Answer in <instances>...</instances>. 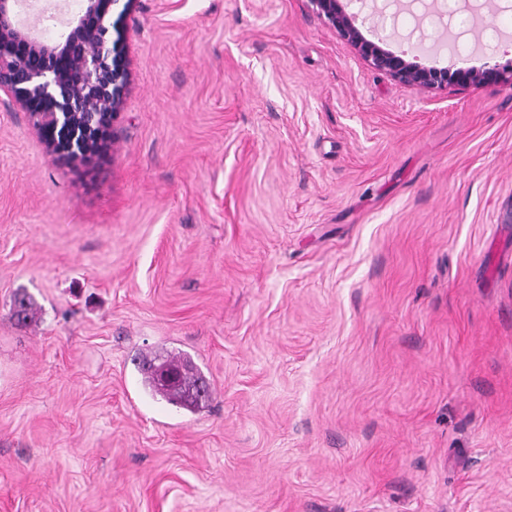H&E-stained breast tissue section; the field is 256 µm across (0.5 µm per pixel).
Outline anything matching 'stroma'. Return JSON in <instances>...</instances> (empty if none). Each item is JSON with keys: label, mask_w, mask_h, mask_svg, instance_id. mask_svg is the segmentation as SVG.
Segmentation results:
<instances>
[{"label": "stroma", "mask_w": 512, "mask_h": 512, "mask_svg": "<svg viewBox=\"0 0 512 512\" xmlns=\"http://www.w3.org/2000/svg\"><path fill=\"white\" fill-rule=\"evenodd\" d=\"M452 2L462 54L350 8L512 72V0ZM110 39L92 161L0 101V512H512V83L401 84L309 0H135ZM156 360V358L145 359L142 362L141 372L144 375L145 386H147L152 392L167 398L171 404H175L176 406L192 413L199 411L208 399V392L204 397L201 398L197 394H190V389L194 388L197 381L205 380L203 376L195 371L193 365L188 360H162L164 365H168L180 373L182 381V385L180 387H165L159 384V381L155 378V376L165 384H171L175 382L177 378L167 369V367L162 365H155L153 367L155 376L154 374L149 373L146 369L147 364Z\"/></svg>", "instance_id": "1"}]
</instances>
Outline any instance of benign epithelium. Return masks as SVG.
I'll return each mask as SVG.
<instances>
[{"instance_id":"benign-epithelium-1","label":"benign epithelium","mask_w":512,"mask_h":512,"mask_svg":"<svg viewBox=\"0 0 512 512\" xmlns=\"http://www.w3.org/2000/svg\"><path fill=\"white\" fill-rule=\"evenodd\" d=\"M55 43L18 20L20 0H0V92L29 112L47 151L68 161L95 155L110 137L120 105L124 68L109 46V20L118 0H84ZM324 23L377 71L409 86L446 88L496 84L504 71L424 66L415 51L388 48L382 35L368 39L344 0H310Z\"/></svg>"}]
</instances>
